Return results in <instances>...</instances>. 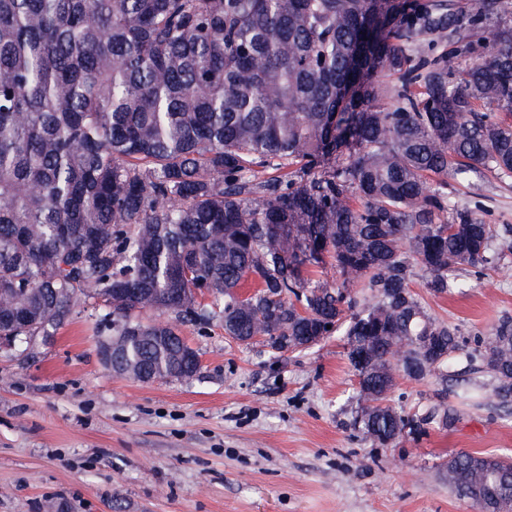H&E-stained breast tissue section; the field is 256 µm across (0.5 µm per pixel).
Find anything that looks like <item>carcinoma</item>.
Returning a JSON list of instances; mask_svg holds the SVG:
<instances>
[{
	"mask_svg": "<svg viewBox=\"0 0 512 512\" xmlns=\"http://www.w3.org/2000/svg\"><path fill=\"white\" fill-rule=\"evenodd\" d=\"M0 0V330L53 336L83 300L100 335L139 330L115 373L174 366L212 319L271 349L346 336L354 427L381 447L420 427L397 379L448 368L435 294L481 272L496 228L448 179L512 177L506 0ZM470 55L448 67V47ZM339 281L314 278L325 267ZM367 292L359 305L350 288ZM210 308L183 309L193 289ZM477 350L512 408V319ZM434 339L437 350L425 344ZM448 485L498 512L512 461L448 459Z\"/></svg>",
	"mask_w": 512,
	"mask_h": 512,
	"instance_id": "carcinoma-1",
	"label": "carcinoma"
}]
</instances>
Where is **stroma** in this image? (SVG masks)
<instances>
[{
	"label": "stroma",
	"mask_w": 512,
	"mask_h": 512,
	"mask_svg": "<svg viewBox=\"0 0 512 512\" xmlns=\"http://www.w3.org/2000/svg\"><path fill=\"white\" fill-rule=\"evenodd\" d=\"M448 195L512 227V184L493 174ZM457 276L466 289L444 296L413 283L465 349L447 373L398 379L391 403L421 427L388 448L352 425L357 378L341 334L275 353L222 324H188L196 376L140 382L103 365V307L79 304L55 336L0 351V512H477L442 465L461 451L512 459V413L474 353L512 317V251ZM462 387L472 400L457 398ZM446 409L451 425L431 423Z\"/></svg>",
	"instance_id": "35a3bbf8"
}]
</instances>
